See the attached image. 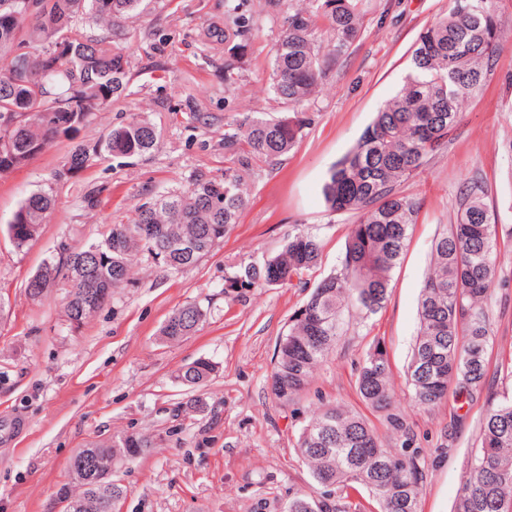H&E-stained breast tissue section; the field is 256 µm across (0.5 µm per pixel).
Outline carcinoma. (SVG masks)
<instances>
[{
    "label": "carcinoma",
    "mask_w": 512,
    "mask_h": 512,
    "mask_svg": "<svg viewBox=\"0 0 512 512\" xmlns=\"http://www.w3.org/2000/svg\"><path fill=\"white\" fill-rule=\"evenodd\" d=\"M144 0H0V173L26 165L59 139L74 140L100 108L130 95V68L115 38ZM360 0H309L285 17L270 60L271 93L298 109L314 96L333 62L357 39ZM106 22L113 39H92L84 24ZM336 37L325 50L317 33ZM501 50L496 0H454L419 36L410 69L396 95L376 112L354 147L329 168L322 186L327 210L353 213L341 268L312 280L322 256L320 236L298 225L282 249L260 263H240L224 279V293L239 288L288 285L308 288L276 345L271 393L296 402L314 371L332 352L350 309L368 315L390 296L392 273L404 253L419 205L400 191L448 144L459 106L481 94ZM306 119L296 112H236L224 122V177L198 172L189 186L150 196L128 224H114L101 239L73 250L64 245L28 284L38 299L66 288V315L79 326L128 285L133 261L145 258L170 273L191 269L218 245L247 203L245 177L272 164L301 140ZM159 133L137 117L112 127L105 138L79 144L53 174L64 182L106 154L140 158L159 148ZM481 180L459 196L456 215L433 240L429 272L421 286L418 333L406 371L415 405H438L453 389L467 402L483 400L486 414L478 448L468 457L454 512H512V354L497 369L502 388L488 380L486 355L491 322L488 301L500 285V236L512 227L495 221ZM53 185L33 193L14 212L7 235L21 249L55 208ZM208 309L193 302L174 310L161 339L194 333ZM215 366L200 359L177 379L194 388ZM391 367L382 341L373 339L357 368L362 398L384 413L387 433L401 441L392 454L383 438L358 414L338 403L310 411L297 450L319 496H295L281 512H365L356 494L368 491L377 512H417L426 479L405 418L394 410ZM147 435H117L82 449L73 458L74 488L64 492L66 512H119L126 488L112 471L150 451Z\"/></svg>",
    "instance_id": "obj_1"
}]
</instances>
